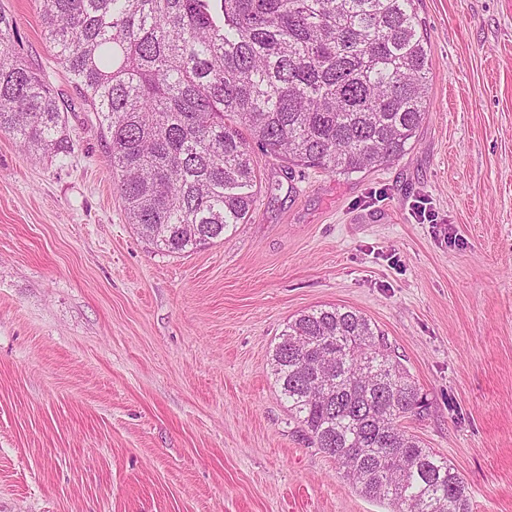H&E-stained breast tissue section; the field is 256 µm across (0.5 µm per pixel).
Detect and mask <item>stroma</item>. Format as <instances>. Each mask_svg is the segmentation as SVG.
Here are the masks:
<instances>
[{
    "label": "stroma",
    "instance_id": "obj_1",
    "mask_svg": "<svg viewBox=\"0 0 512 512\" xmlns=\"http://www.w3.org/2000/svg\"><path fill=\"white\" fill-rule=\"evenodd\" d=\"M0 10L74 144L0 132V512H393L271 374L322 305L384 334L428 405L404 424L472 512H512V0H417L430 82L406 155L343 175L250 144L251 220L183 255L130 224L39 0Z\"/></svg>",
    "mask_w": 512,
    "mask_h": 512
}]
</instances>
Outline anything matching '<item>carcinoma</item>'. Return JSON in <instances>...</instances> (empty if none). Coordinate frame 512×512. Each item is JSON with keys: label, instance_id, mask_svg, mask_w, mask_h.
<instances>
[{"label": "carcinoma", "instance_id": "carcinoma-1", "mask_svg": "<svg viewBox=\"0 0 512 512\" xmlns=\"http://www.w3.org/2000/svg\"><path fill=\"white\" fill-rule=\"evenodd\" d=\"M47 42L97 113L114 184L161 251L214 244L251 218L262 180L238 127L330 173L407 151L429 64L415 0H40ZM0 12V131L71 153L59 103ZM272 374L309 439L397 512H471L455 467L405 430L426 410L376 326L345 306L288 321Z\"/></svg>", "mask_w": 512, "mask_h": 512}]
</instances>
